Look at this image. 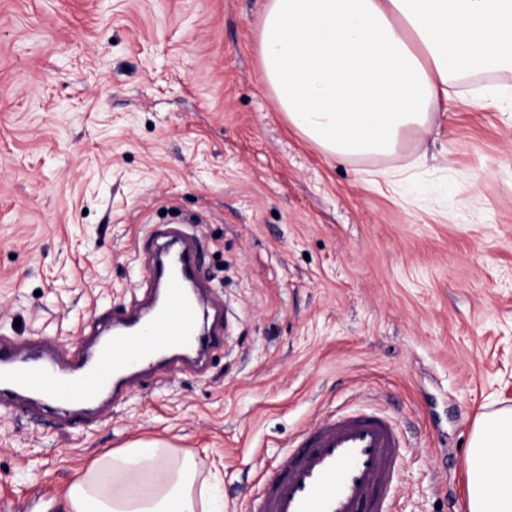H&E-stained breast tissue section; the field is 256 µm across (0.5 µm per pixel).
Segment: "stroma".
Returning a JSON list of instances; mask_svg holds the SVG:
<instances>
[{"mask_svg": "<svg viewBox=\"0 0 512 512\" xmlns=\"http://www.w3.org/2000/svg\"><path fill=\"white\" fill-rule=\"evenodd\" d=\"M261 0H0V336L62 356L141 295L186 223L225 310L71 428L0 412V512H62L103 453L157 440L245 512L304 427L377 402L405 443L390 512H462L475 418L512 406V124L453 97L392 155L336 160L260 82Z\"/></svg>", "mask_w": 512, "mask_h": 512, "instance_id": "stroma-1", "label": "stroma"}]
</instances>
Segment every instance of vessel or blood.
I'll return each mask as SVG.
<instances>
[{
    "instance_id": "b4317fda",
    "label": "vessel or blood",
    "mask_w": 512,
    "mask_h": 512,
    "mask_svg": "<svg viewBox=\"0 0 512 512\" xmlns=\"http://www.w3.org/2000/svg\"><path fill=\"white\" fill-rule=\"evenodd\" d=\"M175 235L182 241L185 270L195 272L200 251L188 234L168 227L154 240ZM150 279L166 284L164 304L144 313L136 303L125 302L111 318L95 319L104 339L93 363L78 360L51 369L33 352L0 344V398L37 393L46 406L62 404L61 419L75 424L105 391L120 394L128 372L151 374L163 350L189 347L207 355L223 347V332L197 328L202 294H188L182 276L155 268ZM402 446L394 422L376 408L320 418L296 437L294 448L266 477L246 512H388Z\"/></svg>"
}]
</instances>
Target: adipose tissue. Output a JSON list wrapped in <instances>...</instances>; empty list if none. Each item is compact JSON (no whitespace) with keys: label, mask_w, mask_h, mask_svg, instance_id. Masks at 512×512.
<instances>
[{"label":"adipose tissue","mask_w":512,"mask_h":512,"mask_svg":"<svg viewBox=\"0 0 512 512\" xmlns=\"http://www.w3.org/2000/svg\"><path fill=\"white\" fill-rule=\"evenodd\" d=\"M261 78L278 111L339 161L395 153L451 91L512 72V0H263ZM197 461L156 441L98 458L67 512H196ZM466 512H512V407L483 413L466 450Z\"/></svg>","instance_id":"adipose-tissue-1"}]
</instances>
